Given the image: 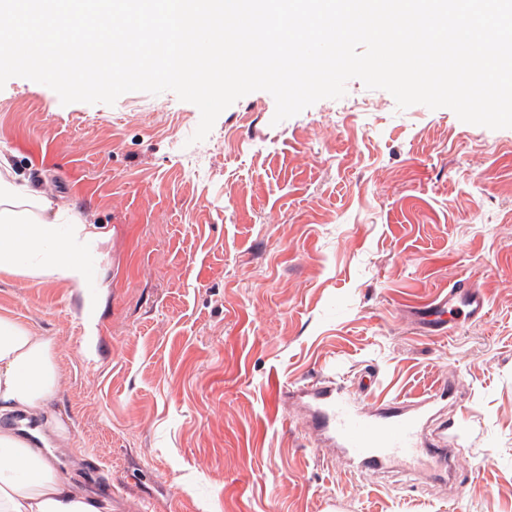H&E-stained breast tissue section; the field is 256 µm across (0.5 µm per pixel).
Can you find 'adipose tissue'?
I'll use <instances>...</instances> for the list:
<instances>
[{
  "label": "adipose tissue",
  "instance_id": "1",
  "mask_svg": "<svg viewBox=\"0 0 512 512\" xmlns=\"http://www.w3.org/2000/svg\"><path fill=\"white\" fill-rule=\"evenodd\" d=\"M109 237L104 225L84 222L48 193L0 176V272L67 281L79 291L89 333L99 298L86 286L101 269ZM59 377L55 339L0 314V417H39L47 431L67 439L52 412ZM0 512H112V504L63 479L39 448L0 427Z\"/></svg>",
  "mask_w": 512,
  "mask_h": 512
}]
</instances>
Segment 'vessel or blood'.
Masks as SVG:
<instances>
[{
	"label": "vessel or blood",
	"instance_id": "1",
	"mask_svg": "<svg viewBox=\"0 0 512 512\" xmlns=\"http://www.w3.org/2000/svg\"><path fill=\"white\" fill-rule=\"evenodd\" d=\"M448 306L467 321L483 319L487 314L485 295L467 279L449 288ZM299 396L313 408L312 428L337 446L360 472L376 474L394 460H410L422 453L417 436L427 397L407 404L388 400L380 403L375 413L363 414L353 408L342 386L313 384Z\"/></svg>",
	"mask_w": 512,
	"mask_h": 512
}]
</instances>
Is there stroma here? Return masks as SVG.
<instances>
[{"label": "stroma", "instance_id": "obj_1", "mask_svg": "<svg viewBox=\"0 0 512 512\" xmlns=\"http://www.w3.org/2000/svg\"><path fill=\"white\" fill-rule=\"evenodd\" d=\"M346 89L279 123L252 92L196 143L170 91L0 89L15 174L111 232L94 336L61 282L0 273V313L55 338L69 439L32 434L117 512H512V129ZM463 278L488 313L439 333L424 308ZM271 378L343 383L365 411L448 384L420 436L465 413L452 485L356 472L302 403L271 407Z\"/></svg>", "mask_w": 512, "mask_h": 512}]
</instances>
